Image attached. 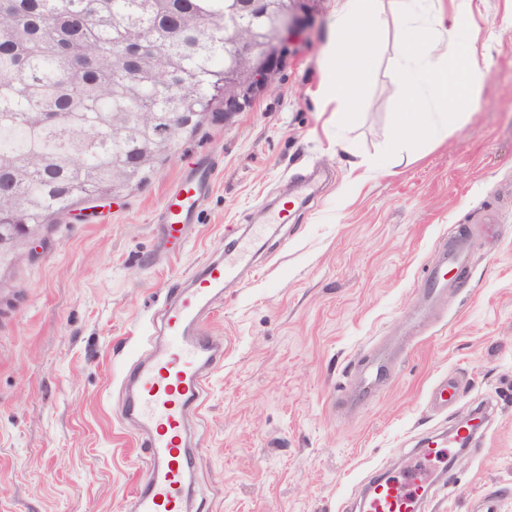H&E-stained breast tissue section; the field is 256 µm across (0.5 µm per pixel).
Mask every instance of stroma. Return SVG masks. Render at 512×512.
Instances as JSON below:
<instances>
[{
    "mask_svg": "<svg viewBox=\"0 0 512 512\" xmlns=\"http://www.w3.org/2000/svg\"><path fill=\"white\" fill-rule=\"evenodd\" d=\"M346 0L313 19L242 112L223 105L157 175L85 217L39 227L34 254L0 255V512H128L147 451L122 420L127 375L174 290L253 227L254 265L200 314L224 342L186 427L197 512H360L367 483L401 470L425 435L482 408V450L427 512H512V0H468L470 38L492 41L485 81L441 142L395 144L398 31L385 29L347 119L323 107L328 38ZM214 166L198 223L172 251L164 198L197 159ZM286 224L274 200L304 176ZM472 227L464 287L414 326L422 277L454 227ZM389 349L359 409L334 401ZM461 385L441 411L438 379Z\"/></svg>",
    "mask_w": 512,
    "mask_h": 512,
    "instance_id": "1",
    "label": "stroma"
}]
</instances>
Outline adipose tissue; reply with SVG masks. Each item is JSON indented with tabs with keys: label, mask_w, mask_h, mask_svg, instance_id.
Here are the masks:
<instances>
[{
	"label": "adipose tissue",
	"mask_w": 512,
	"mask_h": 512,
	"mask_svg": "<svg viewBox=\"0 0 512 512\" xmlns=\"http://www.w3.org/2000/svg\"><path fill=\"white\" fill-rule=\"evenodd\" d=\"M429 0H398L385 16L378 0H348L347 10L331 41L335 68L324 83V94L337 110L346 112L371 71L376 39L387 24L401 31L396 75L408 98L421 102L419 112L401 108L395 126L403 139L444 140L453 114L448 105L475 97L484 79L479 58L489 44L469 45V14L465 0H455L451 12L430 9Z\"/></svg>",
	"instance_id": "obj_1"
}]
</instances>
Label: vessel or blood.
Listing matches in <instances>:
<instances>
[{
    "label": "vessel or blood",
    "instance_id": "b4317fda",
    "mask_svg": "<svg viewBox=\"0 0 512 512\" xmlns=\"http://www.w3.org/2000/svg\"><path fill=\"white\" fill-rule=\"evenodd\" d=\"M211 182V174L203 166L182 174L165 197L159 221L163 236L177 237L183 225L198 222L201 199ZM468 240L464 230L449 232L438 262L429 271L424 288L427 301H435L448 288L449 276L463 278ZM253 262L251 241H241L234 251L206 261L193 275L191 288L181 292L177 303L165 309L161 321L165 343L136 370L128 409L129 417L147 435L144 446L150 461L145 483L131 497L133 512H188L192 451L187 446L184 416L188 407L201 405L209 378L224 362L223 341L200 327L198 316L225 285L239 280ZM383 373L381 359L367 360L354 400L364 401L369 385ZM457 395L455 382L443 378L433 386L430 400L437 407L445 408ZM454 445V438L449 434L422 439L417 451L418 463L403 474L369 483L364 512H423L439 479L432 465L446 460L449 448Z\"/></svg>",
    "mask_w": 512,
    "mask_h": 512
}]
</instances>
